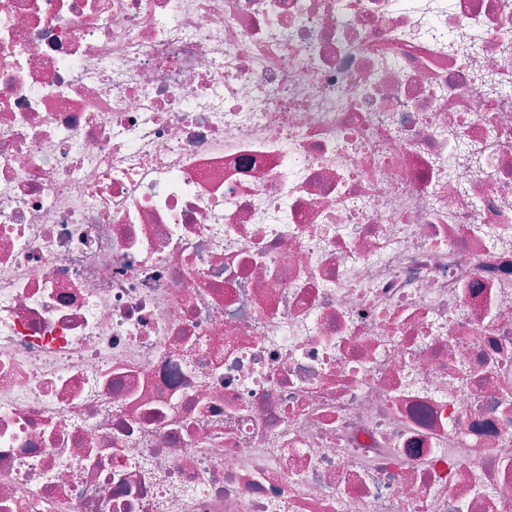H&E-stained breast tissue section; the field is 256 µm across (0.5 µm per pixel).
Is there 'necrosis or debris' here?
Segmentation results:
<instances>
[{
	"mask_svg": "<svg viewBox=\"0 0 512 512\" xmlns=\"http://www.w3.org/2000/svg\"><path fill=\"white\" fill-rule=\"evenodd\" d=\"M0 512H512V0H0Z\"/></svg>",
	"mask_w": 512,
	"mask_h": 512,
	"instance_id": "4bbe7bcc",
	"label": "necrosis or debris"
}]
</instances>
